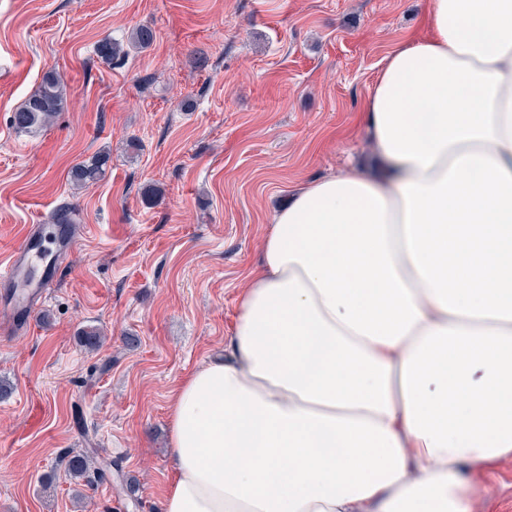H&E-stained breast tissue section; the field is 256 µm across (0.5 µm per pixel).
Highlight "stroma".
<instances>
[{"label": "stroma", "mask_w": 512, "mask_h": 512, "mask_svg": "<svg viewBox=\"0 0 512 512\" xmlns=\"http://www.w3.org/2000/svg\"><path fill=\"white\" fill-rule=\"evenodd\" d=\"M428 0H0V263L31 224L76 209L77 244L24 329L0 334V512H162L168 405L224 347L275 205L359 171L358 115ZM148 49L103 64L104 37ZM54 70L66 101L28 133L13 111ZM106 174L77 189L95 154ZM104 342L88 351L87 326ZM97 448L105 480L64 456ZM139 483L136 497L126 480ZM471 512H512V460ZM106 159L101 154L74 166L70 171L71 182L76 186H84L90 182L99 180L103 174V166Z\"/></svg>", "instance_id": "1"}]
</instances>
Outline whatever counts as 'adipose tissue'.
Instances as JSON below:
<instances>
[{
	"label": "adipose tissue",
	"mask_w": 512,
	"mask_h": 512,
	"mask_svg": "<svg viewBox=\"0 0 512 512\" xmlns=\"http://www.w3.org/2000/svg\"><path fill=\"white\" fill-rule=\"evenodd\" d=\"M361 118L173 395L162 512H470L512 458V0H431Z\"/></svg>",
	"instance_id": "1"
}]
</instances>
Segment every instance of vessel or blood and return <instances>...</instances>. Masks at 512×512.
Returning a JSON list of instances; mask_svg holds the SVG:
<instances>
[{
	"mask_svg": "<svg viewBox=\"0 0 512 512\" xmlns=\"http://www.w3.org/2000/svg\"><path fill=\"white\" fill-rule=\"evenodd\" d=\"M70 232L63 224L30 225L20 246L0 265V324L7 330L26 326L56 269V244Z\"/></svg>",
	"mask_w": 512,
	"mask_h": 512,
	"instance_id": "1",
	"label": "vessel or blood"
}]
</instances>
